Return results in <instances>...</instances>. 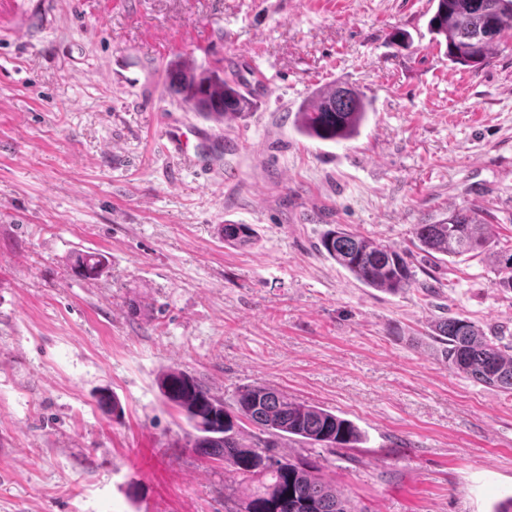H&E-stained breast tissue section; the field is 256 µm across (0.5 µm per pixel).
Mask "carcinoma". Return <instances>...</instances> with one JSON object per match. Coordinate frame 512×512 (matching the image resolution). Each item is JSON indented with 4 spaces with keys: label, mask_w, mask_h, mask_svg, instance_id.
Masks as SVG:
<instances>
[{
    "label": "carcinoma",
    "mask_w": 512,
    "mask_h": 512,
    "mask_svg": "<svg viewBox=\"0 0 512 512\" xmlns=\"http://www.w3.org/2000/svg\"><path fill=\"white\" fill-rule=\"evenodd\" d=\"M429 21L437 44L446 45L448 61L478 69L507 36H512V0H435ZM168 89L192 110L216 122H231L253 106L239 83L221 68L197 66L182 59L169 62ZM369 102L354 88L332 83L315 90L298 107L300 134L339 143L354 138L367 121ZM224 244L247 247L256 241L249 224L219 227ZM412 245L434 257L490 250L489 223L467 206L455 208L434 224H416ZM319 250L369 288L397 293L416 281L403 254L381 241L338 225L324 233ZM499 288L512 290V252L496 255ZM107 266L99 252L76 253L73 274L98 278ZM444 345L448 368L491 387L512 392V354L501 338L487 336L465 319L446 317L433 327ZM161 394L196 431L193 448L224 462V469L249 484L240 512H358L349 498L321 474L320 464L304 455L287 458L275 452L288 443L323 448H353L362 433L352 422L319 406L298 401L270 385L238 391L230 404L214 396L196 377L169 369L158 378Z\"/></svg>",
    "instance_id": "cac0c4a2"
}]
</instances>
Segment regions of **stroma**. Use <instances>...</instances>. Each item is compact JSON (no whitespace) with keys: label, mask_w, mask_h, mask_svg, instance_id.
I'll use <instances>...</instances> for the list:
<instances>
[{"label":"stroma","mask_w":512,"mask_h":512,"mask_svg":"<svg viewBox=\"0 0 512 512\" xmlns=\"http://www.w3.org/2000/svg\"><path fill=\"white\" fill-rule=\"evenodd\" d=\"M431 16L429 0H0V29L24 27L0 38V512H233L246 490L193 450L156 383L171 367L228 404L266 384L352 421L356 447L284 453L367 512L512 496V394L450 370L431 332L455 316L512 345V291L488 254L410 243L468 206L512 248V38L457 66ZM178 58L244 79L253 111L218 124L179 102ZM333 82L370 101L367 125L302 136L298 105ZM185 127L210 174L170 153ZM225 222L256 244L226 246ZM339 224L405 252L415 285L365 287L320 253ZM79 250L108 257L100 277L73 276Z\"/></svg>","instance_id":"1"}]
</instances>
